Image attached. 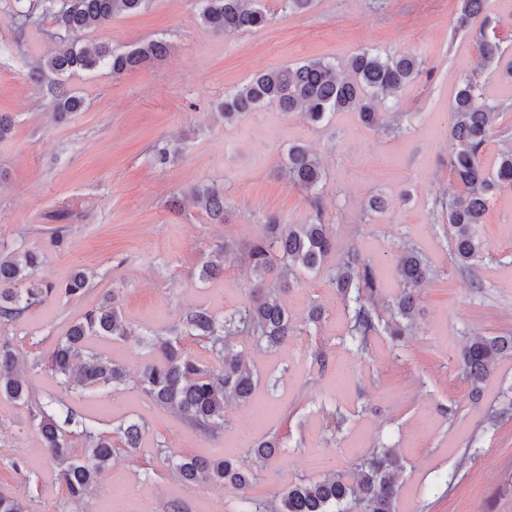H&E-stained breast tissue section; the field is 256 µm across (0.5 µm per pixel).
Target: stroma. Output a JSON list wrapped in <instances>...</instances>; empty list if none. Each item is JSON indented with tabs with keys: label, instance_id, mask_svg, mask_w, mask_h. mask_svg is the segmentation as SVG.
Returning <instances> with one entry per match:
<instances>
[{
	"label": "stroma",
	"instance_id": "stroma-1",
	"mask_svg": "<svg viewBox=\"0 0 512 512\" xmlns=\"http://www.w3.org/2000/svg\"><path fill=\"white\" fill-rule=\"evenodd\" d=\"M262 2L269 23L235 35L204 26L194 0H151L144 11L82 32L83 41L115 45L161 38L169 50L118 78L105 70L71 76L69 86L84 106L62 121L33 78L53 43L36 28L16 40L0 16V41L20 43L0 52V112L15 119L11 136L0 141V243L46 248L39 274L50 280L82 268L95 274L84 297H61L26 312L13 329L15 339L26 358L48 354L70 322L117 287L137 333L123 342L97 341L95 348L136 370L147 331L190 308L221 315L247 301L251 273L242 264L226 263L223 279L200 281L201 260L215 244L245 245L270 215L306 224L318 213L332 227L337 252L357 250L374 266L382 298L398 292L399 246L423 252L435 276L416 301L414 332L399 347L378 338L356 354L344 341L346 312L334 288L321 275L300 279L287 294L288 307L301 320L311 305H320L319 330L302 332L275 352L241 340L263 381L259 396L276 410L254 427L248 408L227 407V424L215 442L145 396L109 389L65 395L50 374L35 373L36 399L63 398L104 432L125 419L142 420L144 446L135 457L115 451L92 493L74 505L40 454L26 410L1 400L0 490L25 492L30 512H165L172 500L184 501L187 512H238L235 490L179 482L154 460L155 448L239 455L272 430L287 452L264 470L256 494L269 497L292 480L348 470L381 441L402 449L408 460L397 512H512V421L494 432L485 427L489 406L512 388V357L500 360L477 403L459 369L469 337L512 330V188L497 194L479 225L484 255L470 272L454 264L435 206L452 182L448 124L460 79L478 75L486 100L512 103L506 75L512 0H485L482 14L462 28L459 0H315L303 13L282 11L279 0ZM482 31L499 45L487 68L477 42ZM363 49L409 52L425 62L423 75L399 95L396 133L366 127L354 112L332 114L315 126L273 103L231 122L215 112L226 91L246 85L257 71L311 59L341 67ZM161 139L179 149L164 166L152 158ZM295 144L310 146L322 162L321 212L282 169ZM213 181L223 185L230 206L224 223L191 204L168 208L172 196ZM373 196L388 198V210L366 211ZM64 203L78 216L68 224V246L54 251L47 247L45 214ZM319 346L330 356L323 371L309 356ZM442 405L454 406V416H442ZM338 412L348 417L339 433L333 423ZM12 460L25 462V469H8Z\"/></svg>",
	"mask_w": 512,
	"mask_h": 512
}]
</instances>
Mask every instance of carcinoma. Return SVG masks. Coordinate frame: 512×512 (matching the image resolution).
<instances>
[{"instance_id": "carcinoma-1", "label": "carcinoma", "mask_w": 512, "mask_h": 512, "mask_svg": "<svg viewBox=\"0 0 512 512\" xmlns=\"http://www.w3.org/2000/svg\"><path fill=\"white\" fill-rule=\"evenodd\" d=\"M152 0H7L6 14L14 32L21 36L28 28L50 25L45 34L55 50L37 68L39 79L46 74L44 96L50 99L56 118L62 120L78 112L83 100L67 89L66 77L79 71L100 69L119 77L167 53L159 40L138 42L128 47L107 42L81 43L75 36L92 27H105L120 14H134ZM201 23L210 29L233 35L258 28L269 21L267 11L253 7L256 0H195ZM459 26L483 10L484 0H460ZM425 70L418 56L405 53L385 55L369 50L352 55L347 74L336 73V64L321 59L296 66H283L255 73L244 87L224 94L219 115L226 121L274 102L285 113L298 112L317 125L331 113L350 111L373 129L388 127L380 106L385 97L395 96ZM506 109L490 105L482 97L477 76L461 79L451 112L449 134L456 142L448 157L456 191L440 202L439 214L448 224L452 256L458 268L470 271L483 257L484 242L476 226L482 223L491 200L504 186L512 187V148L499 154L495 171L482 166L485 146L492 136V117ZM153 160L160 165L175 157L177 150L168 141L153 148ZM291 183L305 189L314 207H319L317 186L324 169L306 146L293 145L286 153ZM190 201L200 205L211 218L222 222L227 213L224 188L209 182L194 187ZM74 213L63 207L46 218L60 224L50 237V245L62 249L67 231L61 224ZM335 250L330 225L321 214L309 224H282L267 218L260 236L244 247L226 243L219 246V259L202 261L199 279L209 282L224 273L228 260L250 267L255 281L250 298L222 317L207 308L189 309L177 321L145 338L150 358L135 377L113 356L93 348L96 340L120 341L134 333L119 301V289L108 291L81 317L69 323L58 337L52 352L25 364L20 348L9 329L31 307L42 306L59 294L70 298L88 293L92 275L77 269L62 283L39 276L43 253L20 245L0 252V399L27 409L39 437L44 457L57 468V479L67 500L78 503L95 488L112 460L116 437L130 456L142 448L145 423L130 419L113 432L95 429L90 419L68 407L59 411L54 401L33 399L30 372L50 374L65 393H84L133 382V390L147 395L183 425L206 439L215 440L227 424L225 407L230 403H254L260 376L237 350V339L248 338L258 349L277 350L297 332L295 318L282 299L290 281L304 275H324L336 289L347 313L345 342L356 351H367L373 339L387 336L392 346L402 343L413 324L416 297L429 279L427 260L415 248H404L396 256L394 276L400 290L392 304H377V275L371 264L353 250L327 264ZM186 338L205 344L209 361H202L183 348ZM512 355V331L496 336H474L461 354V372L477 399L491 379L498 362ZM502 407L487 415L488 428L497 429L512 414V395L501 392ZM82 441L77 452L76 441ZM281 438L274 433L262 436L244 457L221 454L172 456L156 449L158 461L171 467L184 484L230 487L238 492L242 512H395L399 480L406 459L396 448L378 443L352 462L349 470L333 472L318 480L301 478L262 500L250 494L257 485L259 471L283 453ZM0 512H29L27 496L0 491Z\"/></svg>"}]
</instances>
